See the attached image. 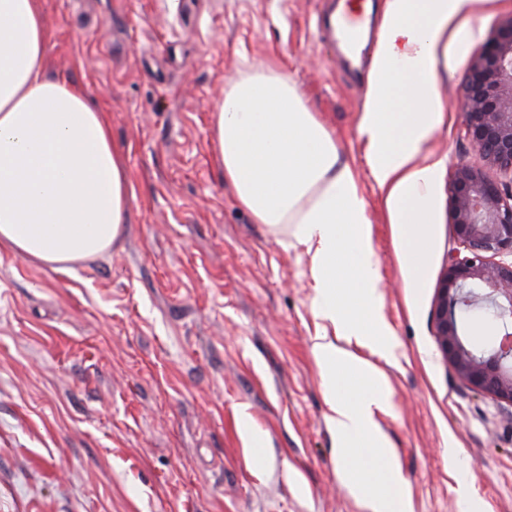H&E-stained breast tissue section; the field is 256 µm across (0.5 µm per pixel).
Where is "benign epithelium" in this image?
Instances as JSON below:
<instances>
[{"label": "benign epithelium", "mask_w": 512, "mask_h": 512, "mask_svg": "<svg viewBox=\"0 0 512 512\" xmlns=\"http://www.w3.org/2000/svg\"><path fill=\"white\" fill-rule=\"evenodd\" d=\"M464 137L483 164H460L449 183V208L462 251L448 255L434 304L438 349L468 387L512 407V20L473 56L463 86ZM484 311L498 326L490 347L462 339L459 315Z\"/></svg>", "instance_id": "obj_1"}]
</instances>
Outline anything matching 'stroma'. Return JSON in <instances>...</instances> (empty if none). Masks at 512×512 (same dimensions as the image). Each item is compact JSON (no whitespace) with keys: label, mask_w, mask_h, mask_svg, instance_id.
Returning a JSON list of instances; mask_svg holds the SVG:
<instances>
[{"label":"stroma","mask_w":512,"mask_h":512,"mask_svg":"<svg viewBox=\"0 0 512 512\" xmlns=\"http://www.w3.org/2000/svg\"><path fill=\"white\" fill-rule=\"evenodd\" d=\"M45 72L105 112L133 187L112 249L61 271L0 249V512H370L336 460L313 353L309 258L235 201L212 115L243 61L283 67L349 164L371 224L389 409L411 512H512V415L443 360L432 307L458 250L448 207L475 50L512 18L485 0L440 65L431 242L419 287L369 174L368 74L317 23L334 0H41Z\"/></svg>","instance_id":"35a3bbf8"}]
</instances>
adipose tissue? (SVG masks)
<instances>
[{
    "label": "adipose tissue",
    "mask_w": 512,
    "mask_h": 512,
    "mask_svg": "<svg viewBox=\"0 0 512 512\" xmlns=\"http://www.w3.org/2000/svg\"><path fill=\"white\" fill-rule=\"evenodd\" d=\"M483 0H386L359 132L385 194L409 287L430 241L438 165L430 140L441 120L439 65L461 21ZM47 30L40 0H0V249L57 270L109 251L124 231L132 187L108 120L74 83L44 73ZM216 159L239 206L309 258L314 338L337 461L356 477L369 448L394 487L402 478L377 422L390 405L383 372L353 353L380 354L371 229L354 173L336 140L278 65H246L225 87L212 120ZM344 254L347 265L336 262ZM373 512H408L407 499L358 481Z\"/></svg>",
    "instance_id": "ef3b65f1"
}]
</instances>
